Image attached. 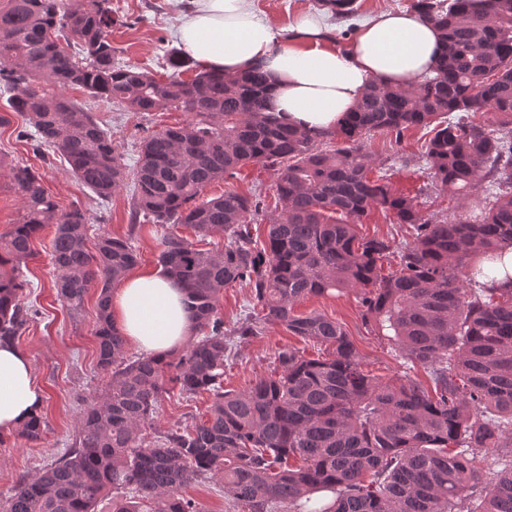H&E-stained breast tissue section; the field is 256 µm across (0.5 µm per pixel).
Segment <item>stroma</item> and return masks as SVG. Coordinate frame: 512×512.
<instances>
[{
	"label": "stroma",
	"mask_w": 512,
	"mask_h": 512,
	"mask_svg": "<svg viewBox=\"0 0 512 512\" xmlns=\"http://www.w3.org/2000/svg\"><path fill=\"white\" fill-rule=\"evenodd\" d=\"M112 11L116 18L112 28L115 62L136 64L154 73L166 74V55L179 45L177 29L187 13L185 0H112ZM67 95L93 112L101 125L112 132L125 151L124 162L130 171L135 168L139 142L147 131L176 125L185 118L184 113L178 111L158 112L145 118L126 108L88 98L77 88L68 89ZM429 137L427 128L417 127L399 140L387 134H375L367 146L377 161L383 163L384 174L394 190L420 196L423 213H434L441 218L472 215L477 201L485 195L484 190L459 196L431 189V177L422 158ZM14 164L29 165L42 172L48 193L61 209L76 203L82 205L90 218L91 234L133 235L138 269L156 267L161 230L145 223L137 231H130L131 185H124L109 201L98 200L57 156L49 152L42 156L34 153L18 118L0 125V234L10 229L20 206L19 195L8 177V169ZM227 190L243 193L257 190L262 192L266 204L275 202L274 176L259 164L247 165L233 177L211 184L203 196L209 199ZM52 235V228H45L34 242L35 255L28 264L24 302L34 306L39 315L17 341L30 356L36 380L45 392L42 414L49 430L35 447L12 439L0 444V501L10 495L21 476L36 475L62 455L77 433L84 399L100 393L107 380L106 372L97 364L94 335L97 295L88 293L79 314L68 310L55 288L56 273L48 248ZM294 311L298 314L315 311L340 323L370 374L387 379L405 373L424 378L421 366L405 362L387 340L364 327L356 292L308 297L297 302ZM284 346L304 350L310 357L318 354L316 346L292 336L284 327L268 325L260 336L234 339L224 373L225 387L241 389L257 377L270 373L274 351ZM209 403L210 397L205 393L191 398L175 393L165 396L153 425L146 430L147 436L176 427H191L205 414Z\"/></svg>",
	"instance_id": "35a3bbf8"
}]
</instances>
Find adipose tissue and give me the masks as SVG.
<instances>
[{"label": "adipose tissue", "instance_id": "1", "mask_svg": "<svg viewBox=\"0 0 512 512\" xmlns=\"http://www.w3.org/2000/svg\"><path fill=\"white\" fill-rule=\"evenodd\" d=\"M178 28L185 52L214 72L261 68L270 103L288 124L323 131L353 110L365 85L423 81L439 53L437 27L410 10L379 12L364 20L349 50L337 49L320 17L301 14L290 24L296 42L256 14L248 0H194ZM111 315L137 350L162 355L191 333L192 314L181 286L161 271H133L112 296ZM44 392L29 355L0 343V429L10 431L40 412Z\"/></svg>", "mask_w": 512, "mask_h": 512}]
</instances>
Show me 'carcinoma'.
<instances>
[{"mask_svg": "<svg viewBox=\"0 0 512 512\" xmlns=\"http://www.w3.org/2000/svg\"><path fill=\"white\" fill-rule=\"evenodd\" d=\"M320 5L338 20L358 14L356 0ZM410 8L440 30L435 75L398 87L373 81L335 128L315 133L271 110L260 69L198 71L177 49L164 78L115 64L112 0L0 7V86L33 128L34 151L59 154L106 201L126 178L120 146L64 91L78 87L148 116L185 112V122L143 138L130 221L187 224L227 239L204 250L163 234L157 262L185 291L192 336L163 357H129L111 301L138 262L131 239L101 233L89 245L81 206L59 209L42 174L10 167L21 207L0 236V341H16L37 315L23 303V268L51 225L62 301L77 314L98 292L94 335L108 380L84 408L70 448L21 479L0 512H95L109 493L112 512H201L182 489L217 476L242 512H512V458L496 479L474 465L484 448L512 447V281L479 282L486 263L512 250V0H413ZM478 112L499 116V127L471 120ZM416 126L432 127L423 157L433 187L466 194L488 185L477 214L426 216L384 176L371 177L365 138L398 140ZM327 142L335 148L322 149ZM250 163L273 171L279 212L234 190L201 198ZM374 210L408 225L410 239L360 236ZM259 220L263 242L252 233ZM242 283L255 303L228 333L220 298ZM348 289L359 293L363 325L428 370L432 386L408 373L386 381L364 373L338 322L294 314L300 300ZM268 324L333 347V358L280 348L271 374L224 388L230 337L258 336ZM175 390L211 396L206 418L146 443L145 427ZM47 430L38 414L14 433L31 444Z\"/></svg>", "mask_w": 512, "mask_h": 512, "instance_id": "obj_1", "label": "carcinoma"}]
</instances>
